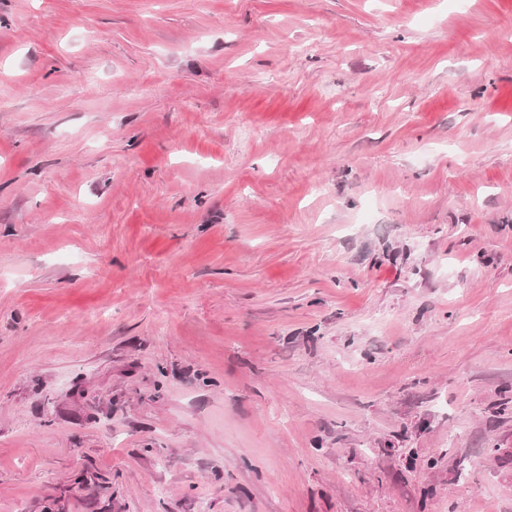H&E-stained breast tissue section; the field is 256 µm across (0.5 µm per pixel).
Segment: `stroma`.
Segmentation results:
<instances>
[{
    "mask_svg": "<svg viewBox=\"0 0 512 512\" xmlns=\"http://www.w3.org/2000/svg\"><path fill=\"white\" fill-rule=\"evenodd\" d=\"M512 0H0V512H512Z\"/></svg>",
    "mask_w": 512,
    "mask_h": 512,
    "instance_id": "1",
    "label": "stroma"
}]
</instances>
